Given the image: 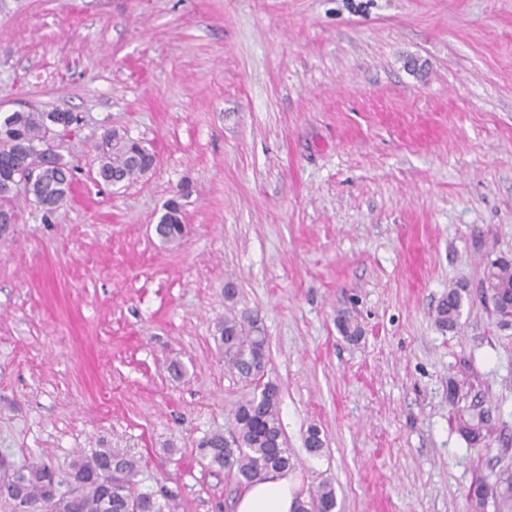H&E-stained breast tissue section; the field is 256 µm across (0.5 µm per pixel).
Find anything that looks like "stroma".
I'll use <instances>...</instances> for the list:
<instances>
[{"instance_id":"35a3bbf8","label":"stroma","mask_w":512,"mask_h":512,"mask_svg":"<svg viewBox=\"0 0 512 512\" xmlns=\"http://www.w3.org/2000/svg\"><path fill=\"white\" fill-rule=\"evenodd\" d=\"M31 110L77 116L74 184L49 216L18 194L0 237V457L121 448L172 512H235L197 445L252 393L215 339L247 312L303 499L476 512L470 486L512 464V329L475 294L512 258V0H0V112ZM113 129L151 173L91 180ZM452 381L490 409L488 450L456 432ZM182 205L177 194L168 199L164 213L155 226V234L162 244H173L184 236ZM466 293L467 288L464 287L448 290V295L442 299L435 309L434 320L440 329L453 331L458 327L464 299L470 300Z\"/></svg>"}]
</instances>
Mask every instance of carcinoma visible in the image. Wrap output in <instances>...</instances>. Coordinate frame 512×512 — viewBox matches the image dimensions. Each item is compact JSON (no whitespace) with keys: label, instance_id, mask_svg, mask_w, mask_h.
Here are the masks:
<instances>
[{"label":"carcinoma","instance_id":"1","mask_svg":"<svg viewBox=\"0 0 512 512\" xmlns=\"http://www.w3.org/2000/svg\"><path fill=\"white\" fill-rule=\"evenodd\" d=\"M73 122L72 113L65 111L1 112L0 179H20L26 171L24 157L38 147L53 145ZM97 150L96 178L106 184L141 178L156 162V155L141 142L111 130L103 135ZM53 156L55 168L50 179L31 192L34 202L48 214L73 187V168L59 153ZM183 226L182 205L174 196L164 205L155 234L161 243L173 244L184 236ZM480 291L492 298L489 311L498 325L512 324V259L500 256L488 261ZM466 293L464 287L448 290L435 309L434 320L440 329L453 331L458 327ZM217 331L224 348V365L254 384V392L236 407L229 434L205 437L199 452L207 466L218 467L248 486L270 471L291 465L280 417V392L275 383L265 380L266 336L256 319L245 314L226 316L217 324ZM454 423L467 447L475 449L477 438L489 431L491 412L473 402L457 408ZM138 468V460L128 451L100 448L89 457L74 458L65 472L45 463H29L6 479L14 482L17 494L34 504V512H164L168 494L135 489ZM469 496L479 509L491 499L495 512H512V470L495 472L492 483L475 482ZM335 507V489L324 482L309 500L298 504L296 512H333Z\"/></svg>","mask_w":512,"mask_h":512}]
</instances>
